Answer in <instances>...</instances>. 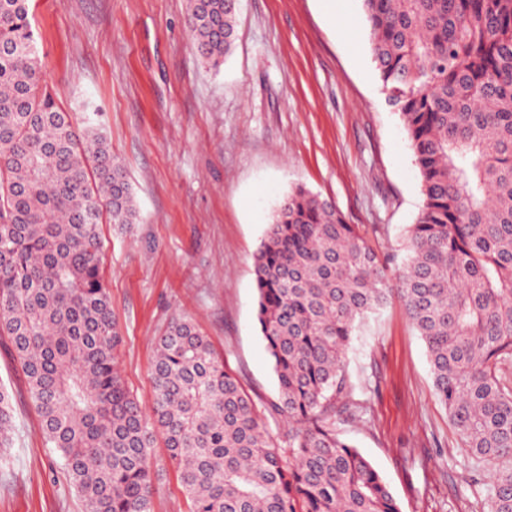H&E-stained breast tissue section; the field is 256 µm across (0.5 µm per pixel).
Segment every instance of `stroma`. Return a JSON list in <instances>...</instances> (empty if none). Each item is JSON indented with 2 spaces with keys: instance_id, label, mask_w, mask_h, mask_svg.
<instances>
[{
  "instance_id": "obj_1",
  "label": "stroma",
  "mask_w": 512,
  "mask_h": 512,
  "mask_svg": "<svg viewBox=\"0 0 512 512\" xmlns=\"http://www.w3.org/2000/svg\"><path fill=\"white\" fill-rule=\"evenodd\" d=\"M45 79L76 124H100L123 164L138 223L105 224L102 272L119 368L154 395L156 341L188 316L256 401L276 399L259 332L254 255L301 184L403 262L423 197L399 115L377 76L362 0H238L220 71L198 59L187 0H30ZM344 370L361 421L343 425L402 512H486L399 299L361 320ZM14 429L0 450V512H84L0 339ZM152 512H190L163 445L151 452Z\"/></svg>"
}]
</instances>
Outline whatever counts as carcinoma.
<instances>
[{"instance_id":"cac0c4a2","label":"carcinoma","mask_w":512,"mask_h":512,"mask_svg":"<svg viewBox=\"0 0 512 512\" xmlns=\"http://www.w3.org/2000/svg\"><path fill=\"white\" fill-rule=\"evenodd\" d=\"M30 0H0V336L86 512H151L162 438L191 512H401L337 419L362 417L343 364L356 322L397 297L488 512H512V0H362L378 77L407 131L422 208L395 283L329 201L292 187L254 256L278 397L255 402L186 316L156 345L146 408L117 369L100 224L139 223L124 167L47 86ZM217 70L232 0H188ZM283 419L273 435L266 421ZM13 406L0 387V447Z\"/></svg>"}]
</instances>
